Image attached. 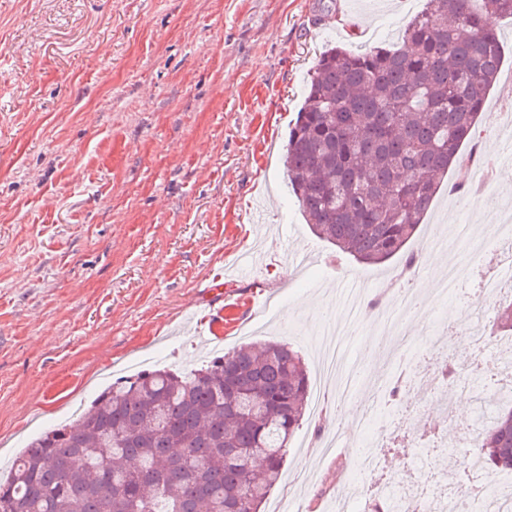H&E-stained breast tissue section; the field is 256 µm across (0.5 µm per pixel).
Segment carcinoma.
I'll list each match as a JSON object with an SVG mask.
<instances>
[{"instance_id":"carcinoma-1","label":"carcinoma","mask_w":512,"mask_h":512,"mask_svg":"<svg viewBox=\"0 0 512 512\" xmlns=\"http://www.w3.org/2000/svg\"><path fill=\"white\" fill-rule=\"evenodd\" d=\"M427 0L396 48L331 46L288 131V182L313 232L365 264L406 246L476 126L502 64L512 0ZM493 327L512 332V304ZM310 381L281 342L244 344L188 373L116 380L76 421L35 439L0 477V512H260L281 477ZM262 408L245 414L236 400ZM488 473L512 472V395L478 440ZM256 459L265 462L257 470Z\"/></svg>"}]
</instances>
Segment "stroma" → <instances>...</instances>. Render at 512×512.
Returning a JSON list of instances; mask_svg holds the SVG:
<instances>
[{"mask_svg": "<svg viewBox=\"0 0 512 512\" xmlns=\"http://www.w3.org/2000/svg\"><path fill=\"white\" fill-rule=\"evenodd\" d=\"M424 0H0V465L29 438L79 417L112 379L150 367L188 370L244 343L285 340L311 384L320 333L346 324L344 363L365 393L386 378L368 300L400 285L403 263L337 256L306 224L283 166L308 71L328 45L399 42ZM504 59L482 108L489 135L512 75V19L498 23ZM449 169L408 250L411 283L443 279L447 262L495 260L487 236L438 252L440 226L466 209L469 147ZM224 276V301L209 292ZM304 415L263 512L294 491L310 512L352 498L349 445L366 434L339 418L335 453L317 452ZM468 432L388 467L433 482L478 455Z\"/></svg>", "mask_w": 512, "mask_h": 512, "instance_id": "obj_1", "label": "stroma"}]
</instances>
